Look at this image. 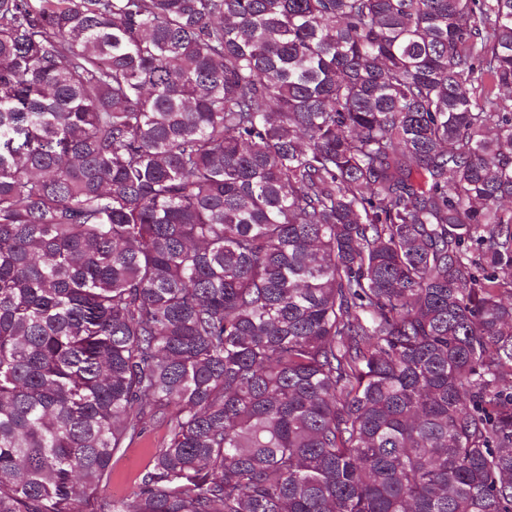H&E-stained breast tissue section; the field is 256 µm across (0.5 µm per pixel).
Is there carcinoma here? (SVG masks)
<instances>
[{
	"mask_svg": "<svg viewBox=\"0 0 512 512\" xmlns=\"http://www.w3.org/2000/svg\"><path fill=\"white\" fill-rule=\"evenodd\" d=\"M0 512H512V0H0ZM164 436L165 429L156 426L127 448L124 454L113 458L112 480L104 489V493L118 497L126 492L128 494L134 480L148 464L151 453L159 446ZM121 490L122 493L119 494Z\"/></svg>",
	"mask_w": 512,
	"mask_h": 512,
	"instance_id": "cac0c4a2",
	"label": "carcinoma"
}]
</instances>
